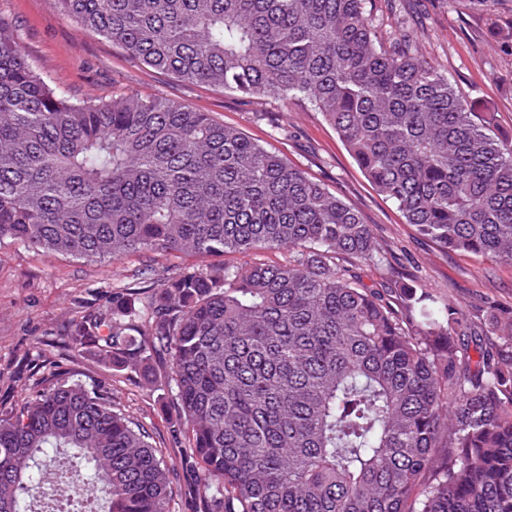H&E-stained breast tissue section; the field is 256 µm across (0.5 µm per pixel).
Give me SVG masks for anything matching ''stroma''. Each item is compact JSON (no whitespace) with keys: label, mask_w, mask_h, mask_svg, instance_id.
Returning a JSON list of instances; mask_svg holds the SVG:
<instances>
[{"label":"stroma","mask_w":512,"mask_h":512,"mask_svg":"<svg viewBox=\"0 0 512 512\" xmlns=\"http://www.w3.org/2000/svg\"><path fill=\"white\" fill-rule=\"evenodd\" d=\"M385 44L407 34L422 55L462 93L475 111L493 116L492 131L512 149V0H369ZM0 15L15 29L28 62L73 100L125 94L160 95L209 113L280 151L291 163L354 207L381 247L360 262L365 284L377 288L415 282L438 298L469 309L489 337L512 316V266L451 252L406 224L350 157L335 130L310 105L283 110L203 84L184 83L129 57L98 35L79 29L51 0H0ZM148 260L132 254L97 263L46 254L0 241V399L22 404L43 379H79L104 388L114 403L152 433L177 489L169 512H202L197 467L188 465L170 429L176 404L164 380L144 381L130 369L97 363L90 349H74L70 325L82 311L112 305V288L149 286Z\"/></svg>","instance_id":"1"}]
</instances>
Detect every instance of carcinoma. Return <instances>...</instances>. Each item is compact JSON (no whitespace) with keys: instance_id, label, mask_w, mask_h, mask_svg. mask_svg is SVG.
Returning <instances> with one entry per match:
<instances>
[{"instance_id":"carcinoma-1","label":"carcinoma","mask_w":512,"mask_h":512,"mask_svg":"<svg viewBox=\"0 0 512 512\" xmlns=\"http://www.w3.org/2000/svg\"><path fill=\"white\" fill-rule=\"evenodd\" d=\"M143 65L246 100L306 101L406 222L512 265V151L367 0H53ZM90 261L184 266L69 330L97 362L167 359L173 433L204 512H512V321L336 260L380 248L360 213L242 130L161 96L73 101L0 15V240ZM297 252L284 263L265 252ZM106 392L57 380L0 407V512H32L63 469L95 512H168L170 469Z\"/></svg>"}]
</instances>
